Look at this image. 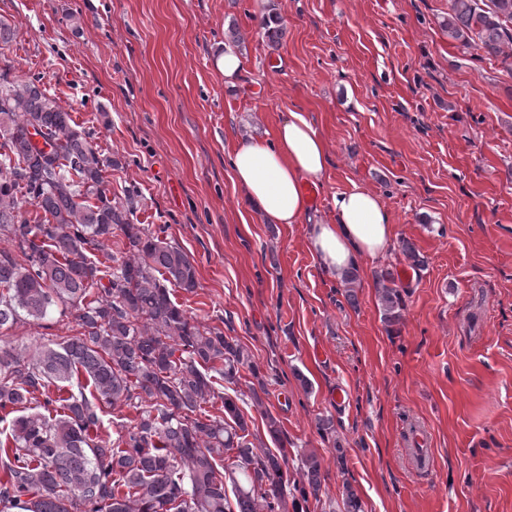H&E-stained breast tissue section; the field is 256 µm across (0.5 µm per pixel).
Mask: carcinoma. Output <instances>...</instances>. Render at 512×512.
<instances>
[{
    "instance_id": "carcinoma-1",
    "label": "carcinoma",
    "mask_w": 512,
    "mask_h": 512,
    "mask_svg": "<svg viewBox=\"0 0 512 512\" xmlns=\"http://www.w3.org/2000/svg\"><path fill=\"white\" fill-rule=\"evenodd\" d=\"M448 38L506 64L512 58V0H448ZM259 29L283 35L275 12ZM40 78L0 82V329L26 315L43 321L59 306L76 312L78 334L33 352L0 344V505L24 512H288L284 447L249 440L236 385L247 350L217 326L191 320L170 286L192 292L196 268L180 247L134 223L138 194L109 195L104 158L72 126ZM41 215L35 223L26 206ZM123 239L108 251L115 233ZM103 254L105 260L97 258ZM111 265H106L105 261ZM383 320H400L394 274L376 277ZM78 392L52 398L49 387ZM39 410L28 412L37 395ZM219 398L224 415L203 405ZM136 416L100 439L98 403ZM318 495L321 461L303 460Z\"/></svg>"
}]
</instances>
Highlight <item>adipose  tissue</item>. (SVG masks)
I'll list each match as a JSON object with an SVG mask.
<instances>
[{
  "label": "adipose tissue",
  "instance_id": "ef3b65f1",
  "mask_svg": "<svg viewBox=\"0 0 512 512\" xmlns=\"http://www.w3.org/2000/svg\"><path fill=\"white\" fill-rule=\"evenodd\" d=\"M329 163L328 145L301 113L283 118L270 140L237 138L231 153L233 180L242 199L266 224L300 223L309 208L306 185L320 182ZM334 218L313 225L309 248L336 280L388 254L395 226L381 198L352 185L333 198Z\"/></svg>",
  "mask_w": 512,
  "mask_h": 512
}]
</instances>
